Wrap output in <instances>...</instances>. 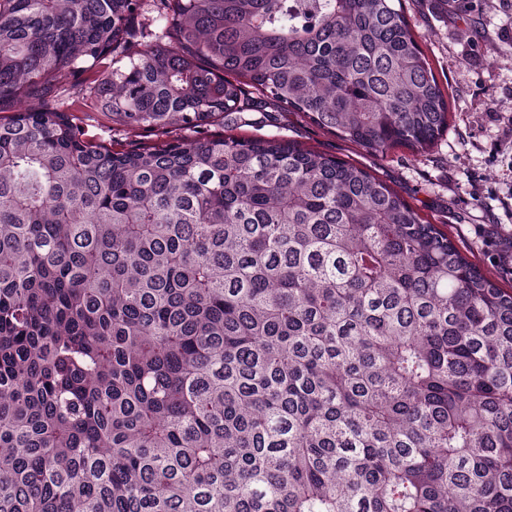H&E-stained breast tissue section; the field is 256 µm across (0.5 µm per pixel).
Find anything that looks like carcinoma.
I'll list each match as a JSON object with an SVG mask.
<instances>
[{
	"label": "carcinoma",
	"instance_id": "1",
	"mask_svg": "<svg viewBox=\"0 0 512 512\" xmlns=\"http://www.w3.org/2000/svg\"><path fill=\"white\" fill-rule=\"evenodd\" d=\"M87 71L163 139L29 106ZM269 102L450 114L404 0H0V512H512V288L363 168L189 138ZM84 116L83 127L88 135L96 141L119 142L127 147L153 144L160 140L157 132L143 128H127L110 122L100 112H77Z\"/></svg>",
	"mask_w": 512,
	"mask_h": 512
}]
</instances>
